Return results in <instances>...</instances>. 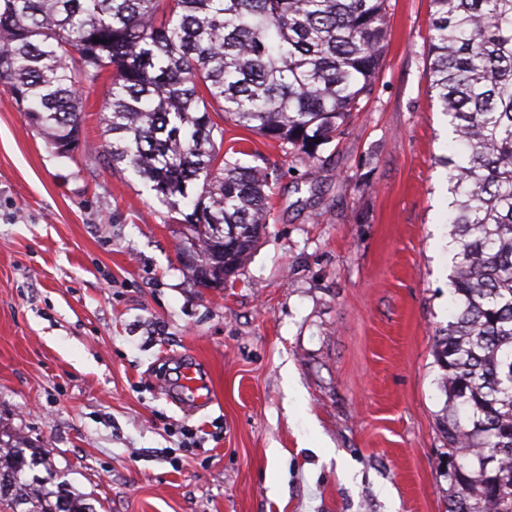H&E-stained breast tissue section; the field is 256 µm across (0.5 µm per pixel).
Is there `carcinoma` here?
I'll return each instance as SVG.
<instances>
[{
  "mask_svg": "<svg viewBox=\"0 0 512 512\" xmlns=\"http://www.w3.org/2000/svg\"><path fill=\"white\" fill-rule=\"evenodd\" d=\"M430 92L453 128L448 325L433 355L439 427L466 462L448 512H512V0H430ZM390 0H0V85L59 153L79 148L83 95L112 78V167L180 215L200 288L244 266L269 223L268 168L222 152L214 119L307 165L375 91ZM98 42H93V38ZM0 512H94L46 456L0 429Z\"/></svg>",
  "mask_w": 512,
  "mask_h": 512,
  "instance_id": "carcinoma-1",
  "label": "carcinoma"
}]
</instances>
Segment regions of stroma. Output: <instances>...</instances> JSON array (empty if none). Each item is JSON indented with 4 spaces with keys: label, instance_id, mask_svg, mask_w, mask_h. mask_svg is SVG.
Here are the masks:
<instances>
[{
    "label": "stroma",
    "instance_id": "stroma-1",
    "mask_svg": "<svg viewBox=\"0 0 512 512\" xmlns=\"http://www.w3.org/2000/svg\"><path fill=\"white\" fill-rule=\"evenodd\" d=\"M429 0H391L364 111L305 165L232 123L278 176L233 282L198 288L179 226L112 171L110 80L57 154L0 86V427L96 512H448L451 138L429 93ZM195 361L211 401L176 391Z\"/></svg>",
    "mask_w": 512,
    "mask_h": 512
}]
</instances>
